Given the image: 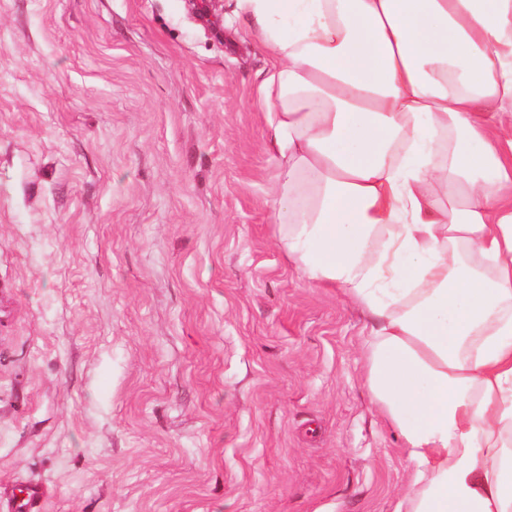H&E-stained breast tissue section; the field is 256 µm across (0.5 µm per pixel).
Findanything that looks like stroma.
I'll list each match as a JSON object with an SVG mask.
<instances>
[{
  "label": "stroma",
  "mask_w": 512,
  "mask_h": 512,
  "mask_svg": "<svg viewBox=\"0 0 512 512\" xmlns=\"http://www.w3.org/2000/svg\"><path fill=\"white\" fill-rule=\"evenodd\" d=\"M0 0V490L38 512H396L366 320L281 248L233 0Z\"/></svg>",
  "instance_id": "obj_1"
}]
</instances>
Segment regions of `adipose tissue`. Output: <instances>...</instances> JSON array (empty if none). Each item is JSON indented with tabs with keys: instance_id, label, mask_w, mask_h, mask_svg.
I'll use <instances>...</instances> for the list:
<instances>
[{
	"instance_id": "obj_1",
	"label": "adipose tissue",
	"mask_w": 512,
	"mask_h": 512,
	"mask_svg": "<svg viewBox=\"0 0 512 512\" xmlns=\"http://www.w3.org/2000/svg\"><path fill=\"white\" fill-rule=\"evenodd\" d=\"M279 241L367 317L398 512H512V0H236Z\"/></svg>"
}]
</instances>
